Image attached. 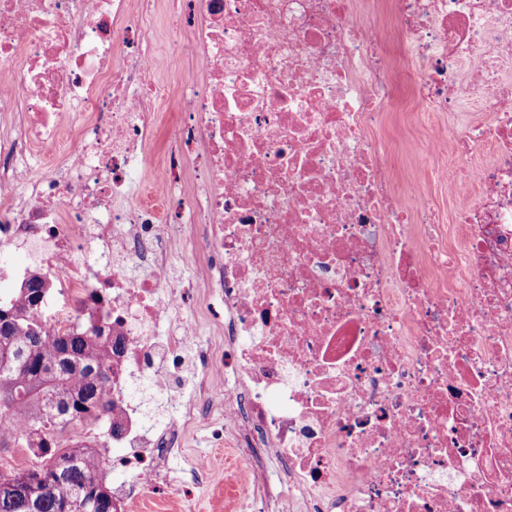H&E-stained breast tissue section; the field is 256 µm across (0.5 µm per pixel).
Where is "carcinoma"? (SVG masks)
<instances>
[{
	"mask_svg": "<svg viewBox=\"0 0 512 512\" xmlns=\"http://www.w3.org/2000/svg\"><path fill=\"white\" fill-rule=\"evenodd\" d=\"M51 288L33 271L16 288L0 289V418L22 414L32 426L26 446H35L37 464L0 475V512H113L112 492L100 477L101 459L82 448H62V422H112V330L102 317L79 320L55 336L33 310Z\"/></svg>",
	"mask_w": 512,
	"mask_h": 512,
	"instance_id": "obj_1",
	"label": "carcinoma"
}]
</instances>
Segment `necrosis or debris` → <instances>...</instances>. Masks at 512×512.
I'll return each mask as SVG.
<instances>
[{
  "label": "necrosis or debris",
  "instance_id": "obj_1",
  "mask_svg": "<svg viewBox=\"0 0 512 512\" xmlns=\"http://www.w3.org/2000/svg\"><path fill=\"white\" fill-rule=\"evenodd\" d=\"M157 5L0 0V248L52 281L56 333L102 297L113 466L163 489L182 432L131 387L197 422L168 393L191 357L252 473L229 512H512V0H173L206 80L158 153ZM403 90L430 177L476 191L451 224L394 177ZM464 101L489 122H448ZM38 147L59 171L35 174ZM182 238L222 345L169 323L197 301L170 283ZM135 397L142 402L148 415L153 418L162 421H169L171 418H176L179 421V414L166 408L165 400L162 396H157L144 388V390H140Z\"/></svg>",
  "mask_w": 512,
  "mask_h": 512
}]
</instances>
